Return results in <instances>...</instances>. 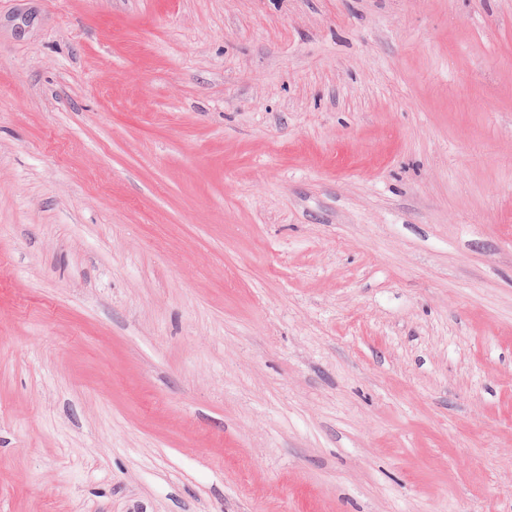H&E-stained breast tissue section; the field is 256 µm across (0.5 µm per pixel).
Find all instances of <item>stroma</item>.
Returning <instances> with one entry per match:
<instances>
[{"instance_id": "stroma-1", "label": "stroma", "mask_w": 512, "mask_h": 512, "mask_svg": "<svg viewBox=\"0 0 512 512\" xmlns=\"http://www.w3.org/2000/svg\"><path fill=\"white\" fill-rule=\"evenodd\" d=\"M0 512H512V0H0Z\"/></svg>"}]
</instances>
